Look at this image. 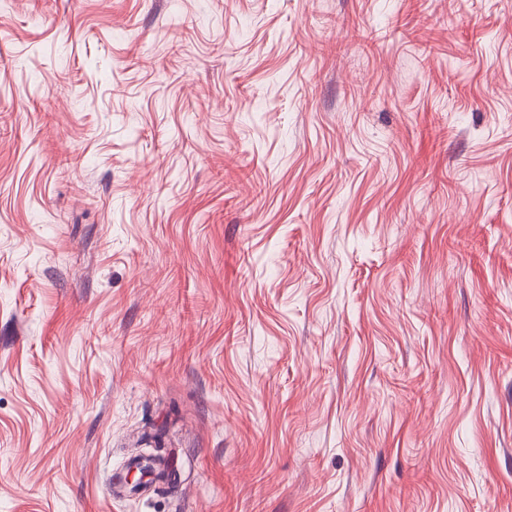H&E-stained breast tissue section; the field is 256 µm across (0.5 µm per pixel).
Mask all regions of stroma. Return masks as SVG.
Instances as JSON below:
<instances>
[{"instance_id":"stroma-1","label":"stroma","mask_w":512,"mask_h":512,"mask_svg":"<svg viewBox=\"0 0 512 512\" xmlns=\"http://www.w3.org/2000/svg\"><path fill=\"white\" fill-rule=\"evenodd\" d=\"M0 512H512V0H0Z\"/></svg>"}]
</instances>
